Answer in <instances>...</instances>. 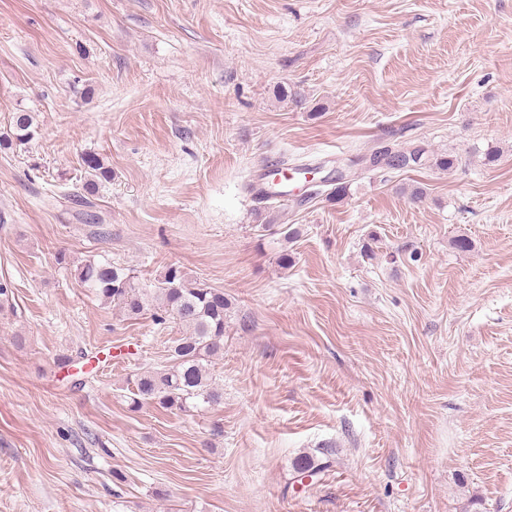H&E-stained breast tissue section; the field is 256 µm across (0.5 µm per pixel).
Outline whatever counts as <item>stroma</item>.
I'll use <instances>...</instances> for the list:
<instances>
[{
  "label": "stroma",
  "instance_id": "1",
  "mask_svg": "<svg viewBox=\"0 0 512 512\" xmlns=\"http://www.w3.org/2000/svg\"><path fill=\"white\" fill-rule=\"evenodd\" d=\"M19 110L0 512H512V0H0V133ZM386 138L458 163L309 198ZM266 158L295 174L262 207ZM89 258L223 289L221 404L129 410L186 330L95 297ZM35 129V117L32 112H16L10 133L0 135V149H8L14 142L27 143L33 138Z\"/></svg>",
  "mask_w": 512,
  "mask_h": 512
}]
</instances>
